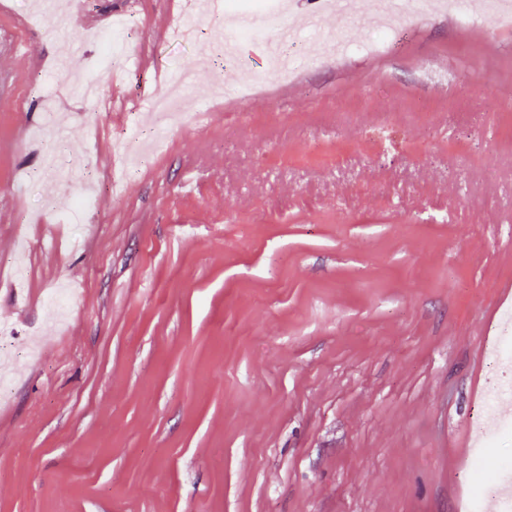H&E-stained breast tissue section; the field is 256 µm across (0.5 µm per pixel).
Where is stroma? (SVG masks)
<instances>
[{"mask_svg":"<svg viewBox=\"0 0 512 512\" xmlns=\"http://www.w3.org/2000/svg\"><path fill=\"white\" fill-rule=\"evenodd\" d=\"M40 2L0 0V512H460L512 311V33L427 14L339 61L377 25L331 13L283 82L181 0ZM173 73L184 121H136Z\"/></svg>","mask_w":512,"mask_h":512,"instance_id":"stroma-1","label":"stroma"}]
</instances>
